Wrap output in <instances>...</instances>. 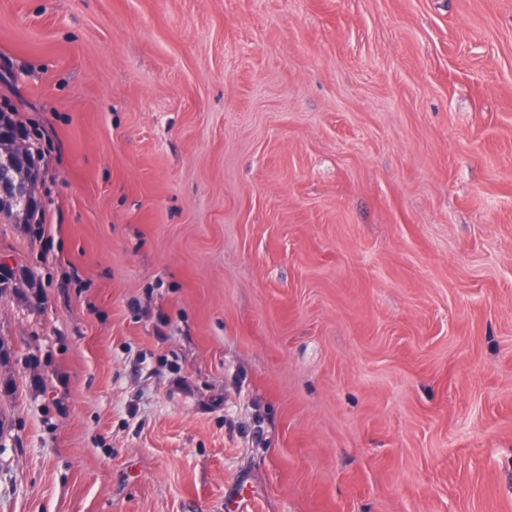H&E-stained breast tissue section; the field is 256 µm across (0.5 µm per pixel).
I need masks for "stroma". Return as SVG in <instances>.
Masks as SVG:
<instances>
[{
	"mask_svg": "<svg viewBox=\"0 0 512 512\" xmlns=\"http://www.w3.org/2000/svg\"><path fill=\"white\" fill-rule=\"evenodd\" d=\"M0 512H512V0H0ZM1 138L11 142V155L14 160H6L4 165L2 164V171L0 164V204L2 201L5 205H23L25 207L29 203V142L33 146L34 152L36 147L16 130L13 135V129L10 126H4L2 129L0 126ZM18 157L23 161L22 165L17 161Z\"/></svg>",
	"mask_w": 512,
	"mask_h": 512,
	"instance_id": "35a3bbf8",
	"label": "stroma"
}]
</instances>
